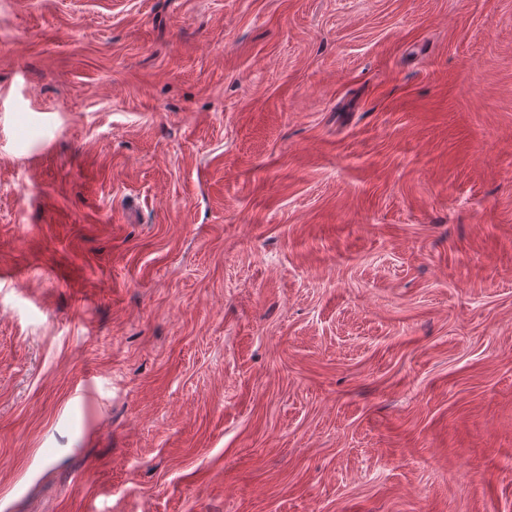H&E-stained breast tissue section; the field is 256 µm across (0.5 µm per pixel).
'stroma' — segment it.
<instances>
[{"instance_id":"stroma-1","label":"stroma","mask_w":512,"mask_h":512,"mask_svg":"<svg viewBox=\"0 0 512 512\" xmlns=\"http://www.w3.org/2000/svg\"><path fill=\"white\" fill-rule=\"evenodd\" d=\"M0 512H512V0H0Z\"/></svg>"}]
</instances>
